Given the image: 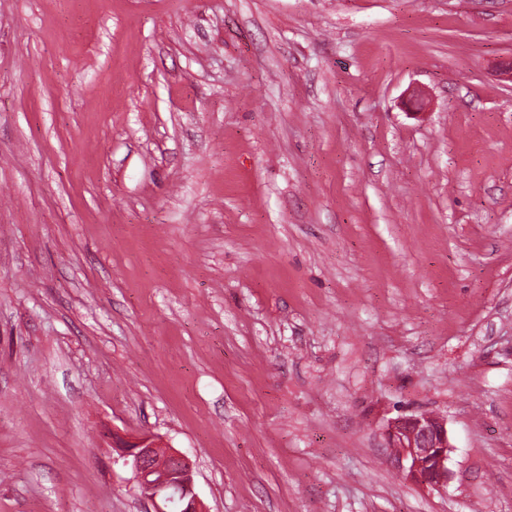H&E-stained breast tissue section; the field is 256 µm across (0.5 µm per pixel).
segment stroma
<instances>
[{"instance_id":"1","label":"stroma","mask_w":512,"mask_h":512,"mask_svg":"<svg viewBox=\"0 0 512 512\" xmlns=\"http://www.w3.org/2000/svg\"><path fill=\"white\" fill-rule=\"evenodd\" d=\"M512 0H0V512H512ZM447 422L427 490L384 435ZM116 447L153 512H206L195 491L187 455L151 434L119 438Z\"/></svg>"}]
</instances>
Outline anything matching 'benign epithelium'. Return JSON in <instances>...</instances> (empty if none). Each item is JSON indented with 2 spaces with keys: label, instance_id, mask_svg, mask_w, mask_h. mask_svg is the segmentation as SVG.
Here are the masks:
<instances>
[{
  "label": "benign epithelium",
  "instance_id": "7a95c632",
  "mask_svg": "<svg viewBox=\"0 0 512 512\" xmlns=\"http://www.w3.org/2000/svg\"><path fill=\"white\" fill-rule=\"evenodd\" d=\"M386 438L389 447L396 449L395 462L410 480L432 489L448 486L452 445L443 417L427 412L400 415L388 422ZM117 448L153 512H206L195 491L187 455L151 434L121 438Z\"/></svg>",
  "mask_w": 512,
  "mask_h": 512
}]
</instances>
